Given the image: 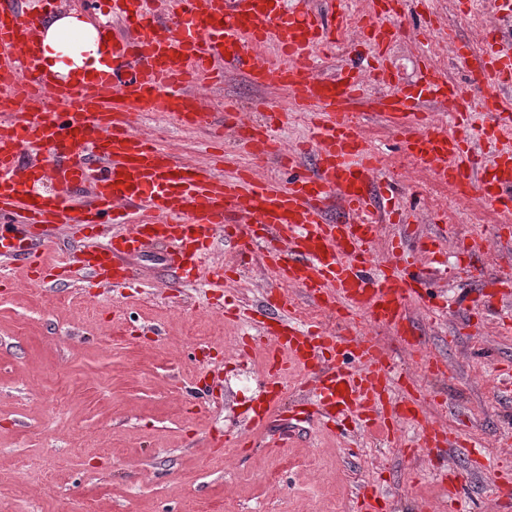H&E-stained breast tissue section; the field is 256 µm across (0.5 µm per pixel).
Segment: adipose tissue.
I'll return each instance as SVG.
<instances>
[{
	"label": "adipose tissue",
	"mask_w": 512,
	"mask_h": 512,
	"mask_svg": "<svg viewBox=\"0 0 512 512\" xmlns=\"http://www.w3.org/2000/svg\"><path fill=\"white\" fill-rule=\"evenodd\" d=\"M40 52L46 69L73 80L91 76L100 66L97 30L76 15L51 14L39 26Z\"/></svg>",
	"instance_id": "ef3b65f1"
}]
</instances>
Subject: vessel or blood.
<instances>
[{"instance_id": "b4317fda", "label": "vessel or blood", "mask_w": 512, "mask_h": 512, "mask_svg": "<svg viewBox=\"0 0 512 512\" xmlns=\"http://www.w3.org/2000/svg\"><path fill=\"white\" fill-rule=\"evenodd\" d=\"M169 8L162 19L146 13L143 0H112L120 29L99 42L108 69L77 83L43 70L34 20L0 14V104L21 105L18 117L0 118V264L49 266L51 234L63 225L80 233L120 225L109 244L69 261L76 276L116 283L135 277L131 257L160 243L171 246L165 265L177 281L199 276L217 238L243 254L261 246V263L279 287L268 302L280 317L248 341L265 352L270 377L266 399L252 410V429L265 427L285 380L295 376L325 418L354 412L389 438L409 421L419 427L424 450L469 455L467 443L430 423L420 397L404 395L387 407L395 384L390 355L360 328L367 321L408 337V304L423 292L398 264L374 260L371 244L388 211L373 195L378 154L352 110L364 96L363 79L344 69L331 79L315 73L314 54L335 41L336 29L315 11L285 13L282 0H169ZM400 35L389 13L372 9L362 36L373 54L372 79L385 89L377 111L407 132V154L435 179L477 188L493 208H512V148L502 143L512 131V96L503 93L512 85V49L459 42L457 54L482 95L480 109L471 110L460 105L463 89L433 62L417 92L394 89L385 52ZM259 46L271 56L259 58ZM229 72L258 86L286 87L294 109L314 113L306 146L316 161L309 173L287 186L240 172L227 179L216 165L181 162L158 139L134 130L135 119L157 106L181 124H207L194 89ZM48 97L57 109L44 108ZM427 102L449 114L451 127L433 125L422 110ZM223 127L242 130L250 155L280 153L272 135L246 129L234 108H226ZM476 133L502 144L491 165L475 157ZM29 146L44 147L38 163H22ZM50 177L69 187L89 185L88 202L71 206L61 195H44ZM332 209L339 212L334 221L327 217ZM474 274L486 287L479 306L512 292L510 279L485 278L480 268ZM292 287L317 308L335 311V327L296 322L289 313ZM440 482L450 512H470L461 474L441 473Z\"/></svg>"}]
</instances>
